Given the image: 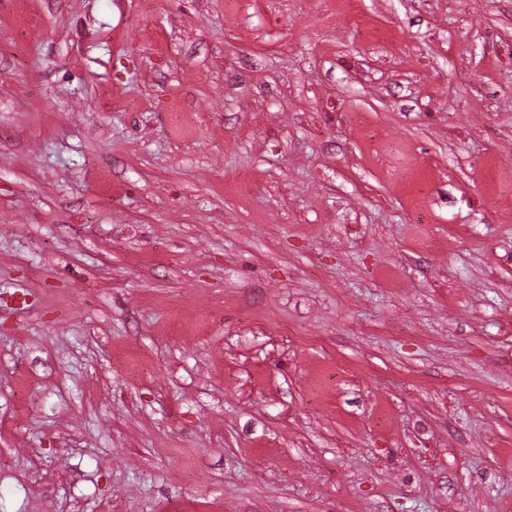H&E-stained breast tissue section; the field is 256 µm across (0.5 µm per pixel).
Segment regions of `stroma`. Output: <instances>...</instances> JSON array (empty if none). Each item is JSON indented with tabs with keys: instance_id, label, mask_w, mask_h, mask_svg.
I'll list each match as a JSON object with an SVG mask.
<instances>
[{
	"instance_id": "obj_1",
	"label": "stroma",
	"mask_w": 512,
	"mask_h": 512,
	"mask_svg": "<svg viewBox=\"0 0 512 512\" xmlns=\"http://www.w3.org/2000/svg\"><path fill=\"white\" fill-rule=\"evenodd\" d=\"M0 421V512H512V0H0Z\"/></svg>"
}]
</instances>
